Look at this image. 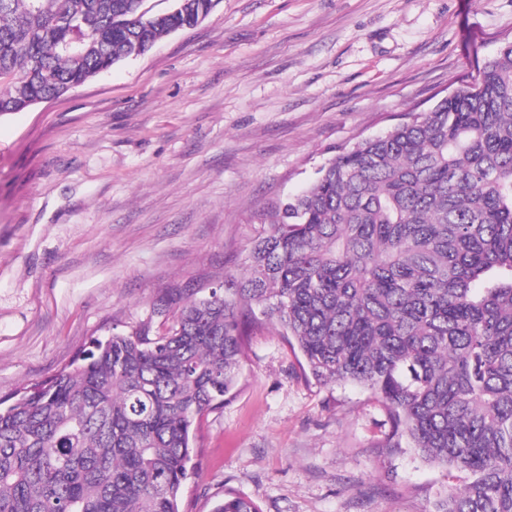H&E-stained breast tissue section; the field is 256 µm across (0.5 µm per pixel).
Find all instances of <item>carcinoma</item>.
Here are the masks:
<instances>
[{"label": "carcinoma", "mask_w": 512, "mask_h": 512, "mask_svg": "<svg viewBox=\"0 0 512 512\" xmlns=\"http://www.w3.org/2000/svg\"><path fill=\"white\" fill-rule=\"evenodd\" d=\"M0 0V114L159 39L215 0ZM241 277L174 286L165 330L96 340L0 398V512H180L194 427L224 406L247 336L292 338L319 384H354L392 434L465 475L433 512H512V43L427 112L329 159L269 215ZM213 512H260L226 493Z\"/></svg>", "instance_id": "cac0c4a2"}]
</instances>
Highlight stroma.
Wrapping results in <instances>:
<instances>
[{
  "label": "stroma",
  "mask_w": 512,
  "mask_h": 512,
  "mask_svg": "<svg viewBox=\"0 0 512 512\" xmlns=\"http://www.w3.org/2000/svg\"><path fill=\"white\" fill-rule=\"evenodd\" d=\"M512 0H217L59 98L0 114V398L148 324L173 285L246 264L267 213L339 150L474 82ZM367 390L317 384L276 330L249 336L196 434L181 512L225 490L261 512H432L453 479L389 452Z\"/></svg>",
  "instance_id": "1"
}]
</instances>
